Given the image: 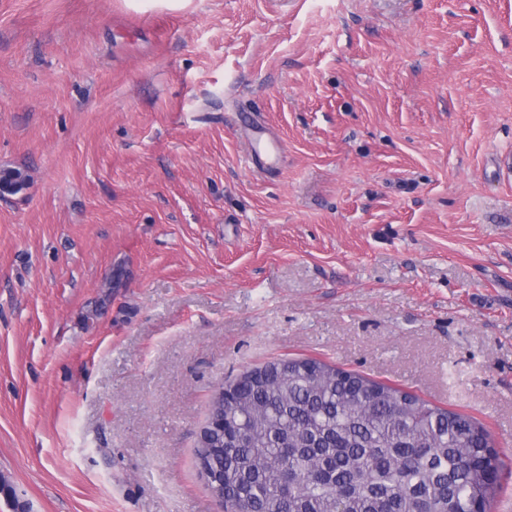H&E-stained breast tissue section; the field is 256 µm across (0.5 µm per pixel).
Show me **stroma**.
Masks as SVG:
<instances>
[{"label": "stroma", "mask_w": 512, "mask_h": 512, "mask_svg": "<svg viewBox=\"0 0 512 512\" xmlns=\"http://www.w3.org/2000/svg\"><path fill=\"white\" fill-rule=\"evenodd\" d=\"M3 170L31 512H220L209 402L279 357L471 416L512 512V0H0Z\"/></svg>", "instance_id": "35a3bbf8"}]
</instances>
